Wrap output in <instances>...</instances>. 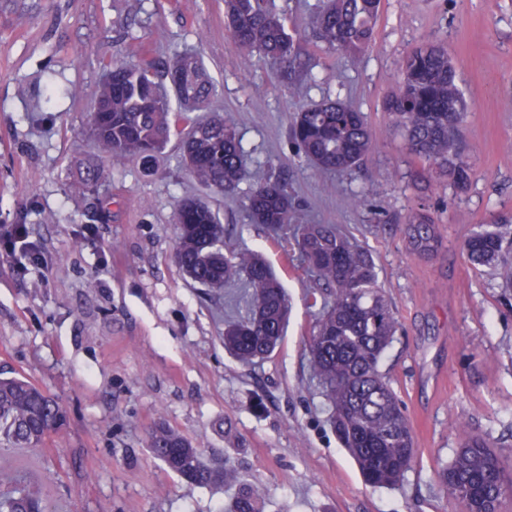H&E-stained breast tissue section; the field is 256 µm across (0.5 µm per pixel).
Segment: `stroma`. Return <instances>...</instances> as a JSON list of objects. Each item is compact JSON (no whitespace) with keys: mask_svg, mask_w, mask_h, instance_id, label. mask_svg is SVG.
<instances>
[{"mask_svg":"<svg viewBox=\"0 0 512 512\" xmlns=\"http://www.w3.org/2000/svg\"><path fill=\"white\" fill-rule=\"evenodd\" d=\"M300 42L292 83L255 57L241 72L224 0H0V225H25L37 260L0 257V372L61 402L66 426L46 447L1 448L0 490L22 484L47 512H230L241 487L263 512H459L439 472L464 423L512 472V288L463 251L490 228L512 239V0H381L360 55L314 40L323 0H270ZM448 50L476 146L465 189L409 155L382 111L403 58ZM197 55L242 140L245 176L209 200L233 248L260 253L288 292V329L270 358L245 365L224 349V322L246 316L247 288H202L172 259L174 212L199 188L168 147L152 169L98 157L87 135L102 65ZM364 112L374 143L351 170L323 173L289 137L301 109L326 100ZM80 162L101 173L72 195ZM283 174L299 224H334L372 255L398 321L380 363L407 416L415 458L391 488L367 484L329 422L308 365L310 273L295 243L252 223L248 197ZM357 194L355 209L344 204ZM112 220L101 223L100 208ZM438 236L410 248L415 212ZM224 467L223 488L190 487L152 454L157 421Z\"/></svg>","mask_w":512,"mask_h":512,"instance_id":"1","label":"stroma"}]
</instances>
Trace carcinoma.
Listing matches in <instances>:
<instances>
[{
    "label": "carcinoma",
    "mask_w": 512,
    "mask_h": 512,
    "mask_svg": "<svg viewBox=\"0 0 512 512\" xmlns=\"http://www.w3.org/2000/svg\"><path fill=\"white\" fill-rule=\"evenodd\" d=\"M381 0H327L317 17L315 39L329 51L355 55L370 47ZM227 31L244 71L260 53L276 63L288 79L299 56V44L286 20L273 13L268 0H224ZM91 131L99 154L121 161L138 159L149 168L174 138L191 178L222 194L234 193L243 177L240 137L224 114L209 112L192 119L188 110L207 107L216 87L202 60L178 55L160 71L144 66L104 65ZM384 111L402 130L411 155L437 166L448 180L465 188L471 169L460 140L465 102L455 66L439 43L416 49L402 61L397 90ZM291 138L305 157L323 171H344L359 164L373 144L363 112L351 104L327 101L297 113ZM93 164L79 168L71 191L85 194L97 187ZM251 221L288 230L292 202L288 183L279 175L259 181L249 197ZM175 262L195 283L222 288L243 281L250 290L246 318L224 329V348L241 363L268 358L284 335L288 298L271 268L248 251L224 250V224L204 202L187 198L174 216ZM299 246L312 268L317 288L330 291L309 336L310 367L334 405L336 433L356 460L365 481L374 487L396 486L410 468L414 441L397 396L379 370V362L396 332L397 321L378 283L371 256L354 246L334 224H305ZM413 249L431 251L436 242L429 215L419 212L408 224ZM464 251L474 266L498 272L512 288V262L502 233L472 234ZM66 421L63 406L25 378L0 376V446L39 448ZM460 448L440 472L461 512H501L512 493L500 456L484 440L457 429ZM149 447L173 473L194 487L222 483L205 464L198 448L162 422L149 433ZM0 512H43L41 502L20 488L0 494ZM233 512H261L260 494L243 488Z\"/></svg>",
    "instance_id": "cac0c4a2"
}]
</instances>
